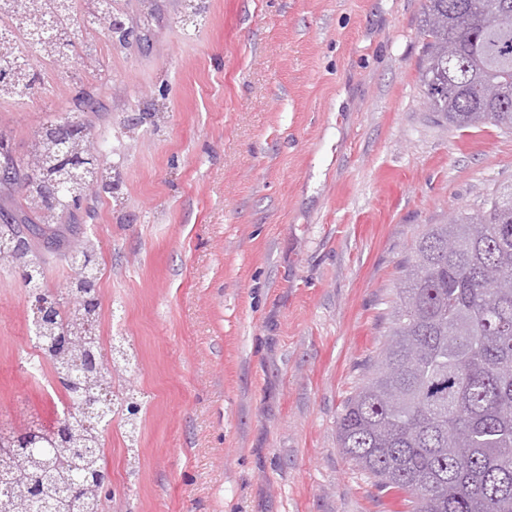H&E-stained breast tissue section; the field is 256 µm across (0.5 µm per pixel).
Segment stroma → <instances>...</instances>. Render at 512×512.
<instances>
[{
  "label": "stroma",
  "instance_id": "1",
  "mask_svg": "<svg viewBox=\"0 0 512 512\" xmlns=\"http://www.w3.org/2000/svg\"><path fill=\"white\" fill-rule=\"evenodd\" d=\"M136 40L61 65L49 94L0 108L25 158L72 110L123 185L64 216L99 255L98 328L135 353L136 452L113 418L105 512H407L343 457L337 422L382 341L415 234L512 186V132L458 130L419 82L423 0H122ZM30 246L45 283L71 257ZM28 290L0 264V430L52 428L48 377L22 351ZM135 467H128V458Z\"/></svg>",
  "mask_w": 512,
  "mask_h": 512
}]
</instances>
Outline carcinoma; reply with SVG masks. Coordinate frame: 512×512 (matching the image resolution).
<instances>
[{
    "instance_id": "1",
    "label": "carcinoma",
    "mask_w": 512,
    "mask_h": 512,
    "mask_svg": "<svg viewBox=\"0 0 512 512\" xmlns=\"http://www.w3.org/2000/svg\"><path fill=\"white\" fill-rule=\"evenodd\" d=\"M97 15L112 13L107 35L128 36L124 12L94 0ZM419 81L424 102L457 129L491 124L512 131V0H424ZM58 130L36 131L25 176L22 211L52 226L75 209L67 187L75 168L56 159ZM86 188L119 198L103 150L77 134ZM459 249L448 252V240ZM0 263L42 266L29 249L2 253ZM399 286L385 339L364 378L346 396L337 423L343 456L376 486L410 495V512H512V190L497 189L479 203L458 208L446 224H426L399 265ZM55 314L38 326L41 344L69 400L112 388V365L129 360L124 348L100 345L97 309ZM74 341L64 354L54 340ZM94 356L106 371L75 370ZM143 397L112 392L116 412L140 411ZM102 433L76 428L64 439L42 437L51 479L46 497L54 512H104L110 496L93 484L106 468L102 453L75 462L71 449L97 448ZM44 456L0 454V469L17 478L0 493V512H31L23 479ZM86 481L83 499L70 503L59 489Z\"/></svg>"
}]
</instances>
